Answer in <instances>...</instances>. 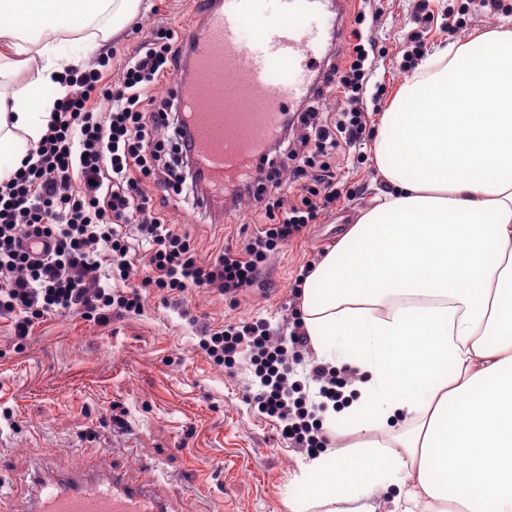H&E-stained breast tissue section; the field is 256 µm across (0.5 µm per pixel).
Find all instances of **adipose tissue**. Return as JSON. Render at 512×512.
Returning <instances> with one entry per match:
<instances>
[{"label":"adipose tissue","mask_w":512,"mask_h":512,"mask_svg":"<svg viewBox=\"0 0 512 512\" xmlns=\"http://www.w3.org/2000/svg\"><path fill=\"white\" fill-rule=\"evenodd\" d=\"M142 0H0V156L20 167L47 130L41 83L79 68ZM34 69L36 83L11 91ZM385 192L300 291L301 327L357 397L327 408L354 435L303 465L290 512H512V30L422 60L384 112Z\"/></svg>","instance_id":"adipose-tissue-1"}]
</instances>
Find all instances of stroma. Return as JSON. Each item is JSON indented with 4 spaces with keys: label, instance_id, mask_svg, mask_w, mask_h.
Segmentation results:
<instances>
[{
    "label": "stroma",
    "instance_id": "1",
    "mask_svg": "<svg viewBox=\"0 0 512 512\" xmlns=\"http://www.w3.org/2000/svg\"><path fill=\"white\" fill-rule=\"evenodd\" d=\"M379 7L375 53L385 108L407 79L401 65L411 31H420L432 52L495 26L512 27V13L483 11L478 0H432L434 15L422 23L414 20L415 0H380ZM462 7L464 26L447 30L445 9ZM198 18L197 0H143L141 31L125 27L108 46L89 51L88 61L96 63L109 47L131 51L157 25L180 32ZM335 161L341 201L269 257L258 285L222 298L193 294L200 321L258 320L276 336L298 327L301 276L386 187L372 145L360 157L340 154ZM164 212L206 254L237 247L259 230L245 201L230 219L217 204L205 212L171 200ZM198 341L195 328L154 291L143 314L105 326L55 316L22 343L0 319V430L7 437L0 453L20 472L30 456L64 470L104 452L117 466L153 463L163 482L188 492L190 512H289L291 481L311 452L287 443L274 419L250 403L260 383L250 366L216 367Z\"/></svg>",
    "mask_w": 512,
    "mask_h": 512
}]
</instances>
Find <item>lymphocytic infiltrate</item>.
I'll use <instances>...</instances> for the list:
<instances>
[{
    "mask_svg": "<svg viewBox=\"0 0 512 512\" xmlns=\"http://www.w3.org/2000/svg\"><path fill=\"white\" fill-rule=\"evenodd\" d=\"M357 12L343 63L321 73L287 157L288 179L270 170L259 194L250 184L233 199L253 196L266 223L240 250L201 255L177 225L166 223L155 190L198 196L187 113L159 88L178 71L186 47L173 29H154L121 59L105 53L98 66L67 72L46 133L27 148L21 167L0 179V318L26 340L48 318L75 313L98 326L143 313L145 289L184 305L189 291L224 296L254 286L271 253L298 235L339 198L336 154L365 139L364 100L379 101L376 38ZM348 103L333 117L321 112L325 92ZM306 181L299 203H286L288 183ZM200 348L217 366L245 357L260 379L252 399L275 418L298 448L326 447L299 384L288 381L289 348L307 338L272 340L258 323L202 325Z\"/></svg>",
    "mask_w": 512,
    "mask_h": 512,
    "instance_id": "1",
    "label": "lymphocytic infiltrate"
}]
</instances>
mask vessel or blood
<instances>
[{
  "instance_id": "obj_1",
  "label": "vessel or blood",
  "mask_w": 512,
  "mask_h": 512,
  "mask_svg": "<svg viewBox=\"0 0 512 512\" xmlns=\"http://www.w3.org/2000/svg\"><path fill=\"white\" fill-rule=\"evenodd\" d=\"M276 4L281 22L261 28L245 48L241 35L253 0H212L183 32L191 80H174L171 90L189 115L194 166L214 200L259 177L281 115L307 96L329 44L325 30L308 21L333 12L334 0ZM278 65L287 79L275 78ZM173 504L155 469L140 466L133 477L106 458L65 471L38 463L18 474L11 495L0 493V512H175Z\"/></svg>"
}]
</instances>
